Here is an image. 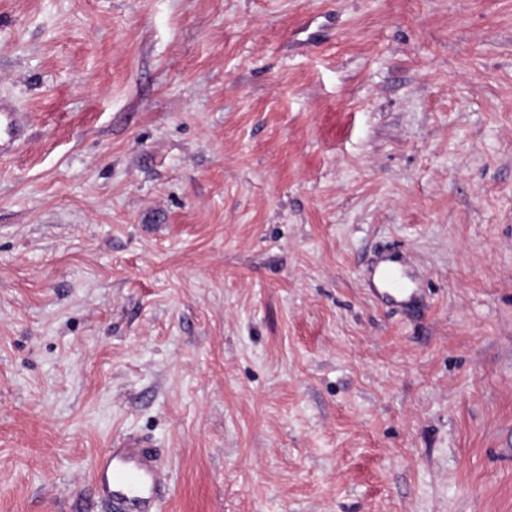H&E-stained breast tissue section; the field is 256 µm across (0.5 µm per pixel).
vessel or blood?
<instances>
[{
	"mask_svg": "<svg viewBox=\"0 0 512 512\" xmlns=\"http://www.w3.org/2000/svg\"><path fill=\"white\" fill-rule=\"evenodd\" d=\"M407 278L403 261L383 255L374 265L371 289L381 301L410 308L418 295L408 287ZM90 469L104 512H158L167 491V475L144 439H114L111 448L93 458Z\"/></svg>",
	"mask_w": 512,
	"mask_h": 512,
	"instance_id": "vessel-or-blood-1",
	"label": "vessel or blood"
}]
</instances>
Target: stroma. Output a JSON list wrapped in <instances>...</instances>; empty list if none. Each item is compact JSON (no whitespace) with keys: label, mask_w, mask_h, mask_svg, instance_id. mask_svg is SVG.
<instances>
[{"label":"stroma","mask_w":512,"mask_h":512,"mask_svg":"<svg viewBox=\"0 0 512 512\" xmlns=\"http://www.w3.org/2000/svg\"><path fill=\"white\" fill-rule=\"evenodd\" d=\"M1 102L0 512H512V0H0ZM408 277V270L403 261L383 255L374 265L370 289L382 302L410 308L416 304L418 295L416 289L408 288ZM149 448L140 437H120L93 458V489L105 512H158L167 474Z\"/></svg>","instance_id":"1"}]
</instances>
